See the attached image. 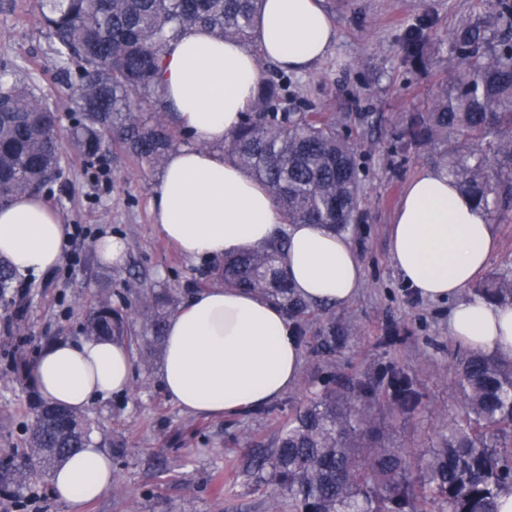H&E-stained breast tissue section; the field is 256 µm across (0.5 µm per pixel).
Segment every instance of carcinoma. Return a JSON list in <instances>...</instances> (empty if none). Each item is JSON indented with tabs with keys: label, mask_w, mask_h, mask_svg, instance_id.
Segmentation results:
<instances>
[{
	"label": "carcinoma",
	"mask_w": 512,
	"mask_h": 512,
	"mask_svg": "<svg viewBox=\"0 0 512 512\" xmlns=\"http://www.w3.org/2000/svg\"><path fill=\"white\" fill-rule=\"evenodd\" d=\"M262 0H37L63 87L80 104L67 143L54 135L56 111L35 85L0 77V202L40 190L63 156L85 161L115 146L151 168L165 164L177 134L165 120L155 72L166 44L195 27L257 51L251 29ZM448 67L422 112L408 115L401 147L443 146L444 171L498 221L512 216V0H497L481 22L448 32ZM288 77L264 76L241 128L224 139V156L266 187L289 224H320L344 234L361 204L356 138L334 112H286ZM156 109L142 118L141 104ZM286 239L249 248L206 271L226 288H246L285 310L299 328L311 317L317 350L331 354L346 330L325 307L298 297L284 273ZM479 294L512 303V274L491 277ZM163 301L138 296L128 313L103 293L86 315V336L123 340L139 325L140 357L164 336ZM387 406L418 405L410 377L390 375ZM331 386L296 409L253 460L267 512H498L512 492V358L464 352L455 367L459 411L423 453L390 442L359 394ZM34 407L29 451L0 461V483L48 473L91 442L89 424L67 409Z\"/></svg>",
	"instance_id": "carcinoma-1"
}]
</instances>
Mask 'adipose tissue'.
Instances as JSON below:
<instances>
[{
  "mask_svg": "<svg viewBox=\"0 0 512 512\" xmlns=\"http://www.w3.org/2000/svg\"><path fill=\"white\" fill-rule=\"evenodd\" d=\"M256 50L196 28L163 49L157 84L190 139L172 150L150 202L158 234L187 258H221L286 232L285 270L297 295L319 304L351 300L363 266L346 236L317 224H288L264 187L222 145L256 94L266 58L295 74L330 51L336 28L321 0H263ZM66 244L59 213L28 193L0 205V258L23 280L60 264ZM392 260L424 298L450 301L451 336L474 350L512 357V306L468 297L497 250L486 213L452 177L428 168L408 183L390 233ZM301 366L295 330L281 307L251 291L203 288L165 325L159 383L183 411L221 418L261 409L293 387ZM134 357L125 343L83 337L45 347L31 380L50 403L81 411L130 389ZM114 483L111 457L89 445L54 471L55 497L79 506Z\"/></svg>",
  "mask_w": 512,
  "mask_h": 512,
  "instance_id": "adipose-tissue-1",
  "label": "adipose tissue"
}]
</instances>
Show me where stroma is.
<instances>
[{"label":"stroma","instance_id":"1","mask_svg":"<svg viewBox=\"0 0 512 512\" xmlns=\"http://www.w3.org/2000/svg\"><path fill=\"white\" fill-rule=\"evenodd\" d=\"M496 0H323L336 25L328 56L303 75L289 74L288 96L317 112L347 114L360 127L363 169L361 214L348 238L363 265L364 282L347 304L333 306L336 321L354 331L342 348L315 356L318 322L306 325L302 384L267 407L221 419L183 412L161 391V346L150 363H137L130 390L84 410L92 436L104 450L125 449L112 490L80 510L58 501L50 477L34 475L22 486H0V512H266L264 498L247 475L242 440L267 446L288 414L319 393L325 376L369 379L379 396L370 406L395 443L418 452L431 446L436 430L458 408L451 366L464 345L448 333V303L408 288L389 252L394 214L408 181L435 165L433 150L411 149L390 158L393 132L402 117L422 111L448 56L449 30L481 21ZM428 43L430 62L421 66L401 46L409 32ZM60 63L40 23L36 0H0V71L56 94ZM371 123H362L364 114ZM161 170L111 149L104 164L71 158L60 180L41 191L65 225L86 234L71 251L76 264L35 279L22 304L0 300V459L27 452L38 393L29 368L48 344L82 337L89 306L101 289L112 304L128 307L135 292L168 291L183 304L196 291L207 260L180 255L160 238L150 200ZM104 234L126 245L121 262L107 265L94 249ZM407 374L419 395L413 412L391 418L381 398L391 372Z\"/></svg>","mask_w":512,"mask_h":512}]
</instances>
